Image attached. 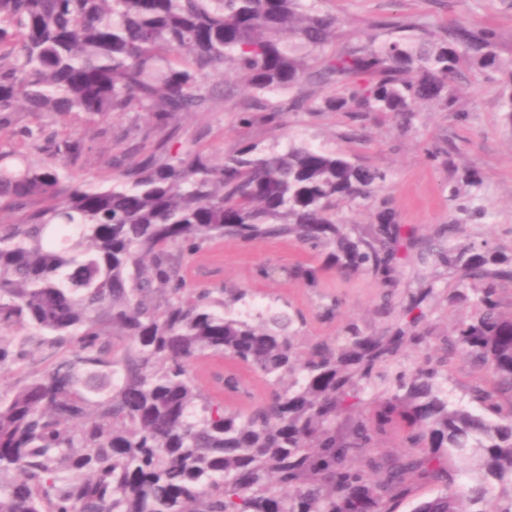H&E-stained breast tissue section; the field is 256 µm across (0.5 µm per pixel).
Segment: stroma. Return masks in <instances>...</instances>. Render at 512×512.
<instances>
[{
    "label": "stroma",
    "mask_w": 512,
    "mask_h": 512,
    "mask_svg": "<svg viewBox=\"0 0 512 512\" xmlns=\"http://www.w3.org/2000/svg\"><path fill=\"white\" fill-rule=\"evenodd\" d=\"M337 18L333 50L384 43L404 37L398 23L412 19L425 33L442 35L457 22L496 31L495 51L512 60V0H325ZM512 83L508 72L484 73L467 67L452 81L457 102L446 109L435 102L417 106L409 129L388 112H316L312 106L339 95L338 87L318 81L305 84L301 94L287 91L262 94L248 88L233 70L213 73L201 84L203 107L173 116L168 125L180 151L200 150L213 164L244 145L258 150H283L289 142L346 156L384 171L386 196L398 224L423 240L434 239L438 229L459 225L452 245L487 244L503 259L512 258V123L505 118L501 92ZM280 111L277 122L266 118L268 108ZM251 120L242 123L243 110ZM30 127L45 126L58 135L81 134L86 151L77 165L63 171L65 182L109 185L119 182L121 169L140 160L135 127L148 124L144 112H116L107 120H92L82 113L68 116H29ZM476 170L481 183L451 196L450 188L466 170ZM304 248L288 238L240 242L226 238L197 254L187 268L189 279L200 285H222L247 291L251 303L288 304L306 318L301 339L336 336L348 322L368 331H382L395 321L409 292L434 284L437 296L430 303L436 335H446L472 307L452 303L449 292L458 287L457 275L435 262H421L416 248L403 250L398 285L390 302L365 274L341 276L329 270L319 287L307 288L294 280L257 277L259 266H290L307 260ZM338 299L335 319L318 316L322 303ZM390 315H382V305Z\"/></svg>",
    "instance_id": "1"
}]
</instances>
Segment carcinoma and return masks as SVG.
I'll list each match as a JSON object with an SVG mask.
<instances>
[{"mask_svg":"<svg viewBox=\"0 0 512 512\" xmlns=\"http://www.w3.org/2000/svg\"><path fill=\"white\" fill-rule=\"evenodd\" d=\"M321 2L0 0V211L21 213L0 220V367L33 347L71 351L0 393V512H512V309L501 296L512 265L441 247L460 273L448 301L476 307L448 335L435 334V289L422 288L384 332L349 322L303 347L300 313L236 311L246 292L187 276L217 240L289 237L322 264L262 266L260 277L315 288L325 270L365 273L389 296L404 241L416 243L385 198L373 223H337V203L384 190L386 176L305 143L244 146L219 166L199 151L172 162L171 138L154 133L201 104L210 72L228 64L260 93L317 76L343 90L325 108L407 121L419 102L453 109L463 67L502 69L496 32L468 24L330 53L336 17ZM141 111L148 151L110 186H63L83 139L22 124ZM16 137L46 158L13 151ZM435 341L436 354L403 358ZM456 354L484 371L467 405L441 382ZM205 356L257 375L264 399L224 405L249 396L231 371L204 394L193 365ZM389 434L404 450L372 451Z\"/></svg>","mask_w":512,"mask_h":512,"instance_id":"carcinoma-1","label":"carcinoma"}]
</instances>
